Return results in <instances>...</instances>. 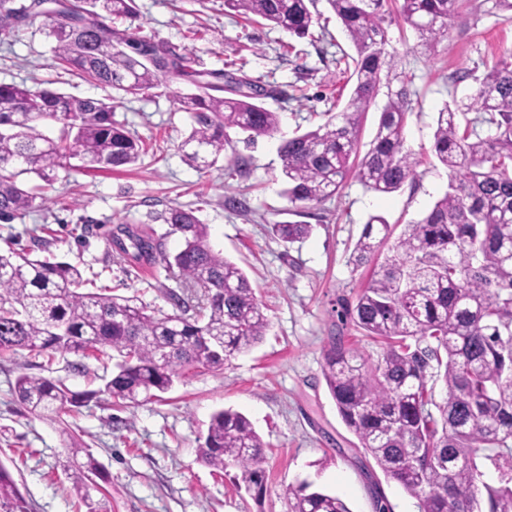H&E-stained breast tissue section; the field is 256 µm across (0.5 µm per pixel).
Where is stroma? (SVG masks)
I'll list each match as a JSON object with an SVG mask.
<instances>
[{"label": "stroma", "instance_id": "stroma-1", "mask_svg": "<svg viewBox=\"0 0 512 512\" xmlns=\"http://www.w3.org/2000/svg\"><path fill=\"white\" fill-rule=\"evenodd\" d=\"M134 26L155 35L193 69L238 72L260 80L266 108L281 116L278 135L253 145L236 143V159L197 171L180 145L193 124L179 98L187 82H167L138 97L59 74L51 44L38 27L20 26L0 43V83L25 84L111 101L114 118L146 142L135 165L122 171L71 172L59 179L42 210L0 222V247L32 257L78 264L88 291L134 297L169 313L167 289L177 282L162 265L117 259L109 242L122 229L152 234L163 251L182 241L162 216L169 208L195 209L209 243L247 275L270 329L263 340L220 368L192 369L160 397L116 405L102 389L116 352L54 360L26 350L0 353V464L11 473L29 512H86L69 475L70 441L86 447L110 479L94 493L100 512H287L285 493L301 483L340 496L351 512H377L381 491L389 512H417L416 501L388 481L336 410L322 375L331 334L371 350L370 341L342 326L338 301L354 298L371 275L353 269L352 250L370 216L395 228L418 219L448 187V174L431 150L435 118L444 104L467 98L475 78L512 53V20L485 13L468 0L449 21V36L434 54L416 51L411 29L390 26V48L409 82L412 112L407 145L419 164L415 181L381 195L348 179L331 200L303 217L310 234L286 244L268 226L289 220L282 196L278 146L295 131L315 129L332 105H344L351 85L346 68L354 47L326 0H316L311 36L298 38L263 20L230 12L224 0H136ZM236 197L229 210L225 197ZM46 377L96 397L78 411L49 418L16 399L20 375ZM245 415L267 445V491L256 497L239 469L216 473L199 456L215 412Z\"/></svg>", "mask_w": 512, "mask_h": 512}]
</instances>
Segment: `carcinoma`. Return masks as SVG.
Returning a JSON list of instances; mask_svg holds the SVG:
<instances>
[{
	"mask_svg": "<svg viewBox=\"0 0 512 512\" xmlns=\"http://www.w3.org/2000/svg\"><path fill=\"white\" fill-rule=\"evenodd\" d=\"M465 0H327L355 48L347 102L314 130L282 142L283 195L296 215L323 204L354 176L367 190L386 195L415 179L418 160L406 146L412 101L387 46L388 26L404 24L422 52L448 37V18ZM487 12L512 19V0H482ZM314 0H224V7L259 17L298 37L310 33ZM136 15L135 0H0V41L20 24L39 25L53 43L58 68L88 82L138 96L161 80L187 81L195 92L180 102L194 124L182 141L186 162L214 166L234 149L229 131L259 136L279 130V113L263 106L257 82L228 77L223 87L202 83V73L153 35L118 23ZM468 103L437 112L432 152L448 170V189L419 219L404 225L377 263L391 225L371 216L351 263L373 266L355 302H339L341 321L361 330L371 353L331 336L322 374L336 408L361 448L384 475L417 500L418 512H512V56L482 78ZM379 110L370 148L359 155L365 115ZM482 116L461 126L465 111ZM110 102L80 98L24 84H0V221L39 210L44 190L81 167L112 171L135 163L143 140L112 120ZM494 133L481 136L476 124ZM57 128L50 136L44 127ZM35 174L37 191L20 186ZM164 223L182 236L183 248L165 254L154 239L125 231L123 258L165 264L184 289L200 288L204 301L190 308L169 290L175 312L159 313L135 300L82 292V274L68 262L32 259L0 250V352L74 353L84 357L110 348L121 361L103 392L120 404H136L169 390L196 368L221 367L260 343L269 320L248 277L214 251L207 225L192 209L173 207ZM271 233L285 243L305 238L311 225L276 221ZM441 386L435 397V386ZM18 401L31 413L57 415L83 406L89 395L44 377L20 376ZM266 443L249 419L229 409L214 414L202 462L217 470H241L263 491ZM74 490L97 512L90 490L106 481L91 454L70 474ZM288 512H350L340 497L302 484L288 492ZM0 512H28L9 470L0 466Z\"/></svg>",
	"mask_w": 512,
	"mask_h": 512,
	"instance_id": "obj_1",
	"label": "carcinoma"
}]
</instances>
